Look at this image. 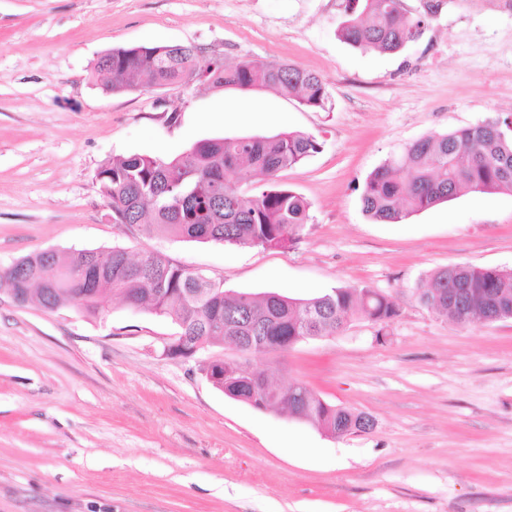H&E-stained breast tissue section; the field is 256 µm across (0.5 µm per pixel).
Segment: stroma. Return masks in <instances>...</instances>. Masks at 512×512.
Instances as JSON below:
<instances>
[{
  "label": "stroma",
  "instance_id": "obj_1",
  "mask_svg": "<svg viewBox=\"0 0 512 512\" xmlns=\"http://www.w3.org/2000/svg\"><path fill=\"white\" fill-rule=\"evenodd\" d=\"M342 0H0V271L53 250L159 252L234 293L389 296L387 329L348 319L285 352L162 353L171 318L106 294L98 315L21 306L0 289V512H512V319L462 327L416 287L453 264L512 268V194L469 192L379 223L367 177L409 144L512 115V0H441L400 53L340 40ZM191 44L204 58L316 72L322 109L265 88L107 92L97 59ZM301 132L284 170L311 219L281 247L182 241L115 223L108 159L173 160L224 137ZM247 360L370 414L328 437L214 387L202 363Z\"/></svg>",
  "mask_w": 512,
  "mask_h": 512
}]
</instances>
